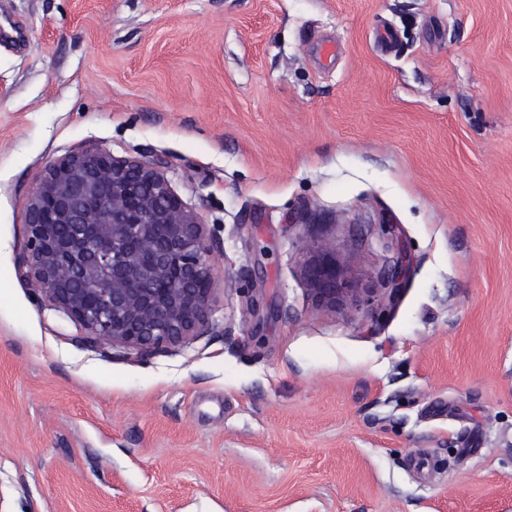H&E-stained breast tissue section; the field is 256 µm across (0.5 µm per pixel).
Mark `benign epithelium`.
<instances>
[{
    "label": "benign epithelium",
    "mask_w": 512,
    "mask_h": 512,
    "mask_svg": "<svg viewBox=\"0 0 512 512\" xmlns=\"http://www.w3.org/2000/svg\"><path fill=\"white\" fill-rule=\"evenodd\" d=\"M19 274L84 330L91 346L138 354L190 342L209 323L216 290L206 224L162 166L100 145L51 162L26 206ZM316 300L347 305L354 289L336 255L309 248ZM399 266L382 306L405 277Z\"/></svg>",
    "instance_id": "benign-epithelium-1"
}]
</instances>
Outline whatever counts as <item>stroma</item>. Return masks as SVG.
I'll use <instances>...</instances> for the list:
<instances>
[{"label": "stroma", "instance_id": "obj_1", "mask_svg": "<svg viewBox=\"0 0 512 512\" xmlns=\"http://www.w3.org/2000/svg\"><path fill=\"white\" fill-rule=\"evenodd\" d=\"M95 145L204 219L188 344L88 345L17 274ZM0 512H512V0H0ZM307 249L312 255L305 265V277L316 300L334 310L346 306L355 290L350 288L347 269L336 260V255L314 247Z\"/></svg>", "mask_w": 512, "mask_h": 512}]
</instances>
